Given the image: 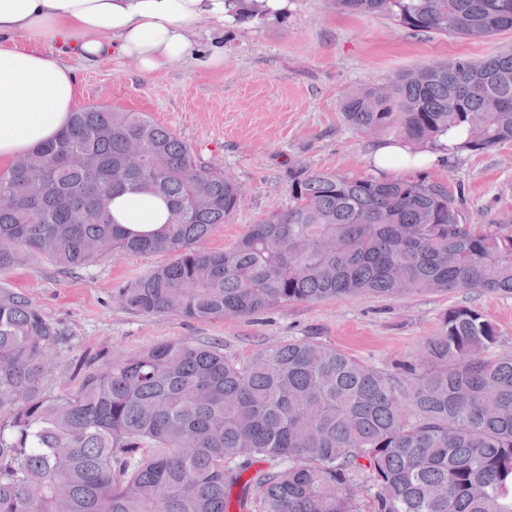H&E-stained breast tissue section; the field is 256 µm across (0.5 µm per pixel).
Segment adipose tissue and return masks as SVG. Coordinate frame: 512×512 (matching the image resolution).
I'll return each mask as SVG.
<instances>
[{"label":"adipose tissue","mask_w":512,"mask_h":512,"mask_svg":"<svg viewBox=\"0 0 512 512\" xmlns=\"http://www.w3.org/2000/svg\"><path fill=\"white\" fill-rule=\"evenodd\" d=\"M231 8L230 0H0V160L30 153L66 126L79 93L66 57L94 64L114 55L134 59L141 72H163L190 56L198 19L229 22ZM35 31L56 40L59 54L11 48L15 35ZM437 159L391 142L378 145L371 163L411 173ZM108 208L115 223L135 233L157 230L169 214L162 198L132 191Z\"/></svg>","instance_id":"1"}]
</instances>
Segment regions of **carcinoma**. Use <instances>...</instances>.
<instances>
[{
    "instance_id": "cac0c4a2",
    "label": "carcinoma",
    "mask_w": 512,
    "mask_h": 512,
    "mask_svg": "<svg viewBox=\"0 0 512 512\" xmlns=\"http://www.w3.org/2000/svg\"><path fill=\"white\" fill-rule=\"evenodd\" d=\"M330 2L416 36L512 30V0ZM341 110L414 153L494 147L512 140V51L398 74ZM452 130L463 140L443 145ZM288 187L287 210L212 251L244 186L146 114L89 105L0 170V268L31 253L69 272L170 254L113 299L188 319L368 294L512 296V225L464 223L442 180L358 179L296 160ZM128 190L166 200V224L139 234L114 223L108 202ZM62 336L25 294L0 287V512H512V349L476 309H448L405 368L313 339L241 360L184 338L82 357L78 391L53 395Z\"/></svg>"
}]
</instances>
